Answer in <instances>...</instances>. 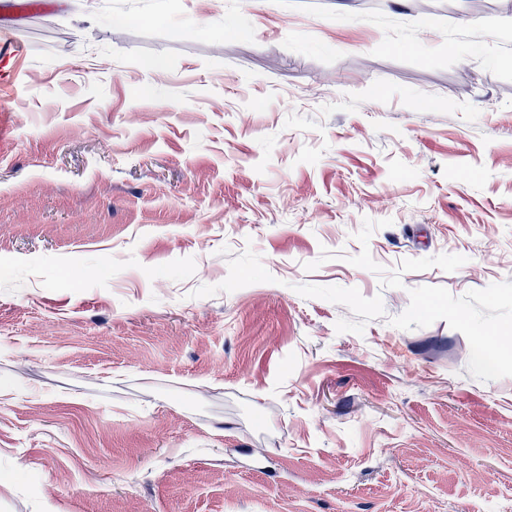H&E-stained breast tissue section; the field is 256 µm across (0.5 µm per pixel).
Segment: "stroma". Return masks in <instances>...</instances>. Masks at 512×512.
<instances>
[{"instance_id": "stroma-1", "label": "stroma", "mask_w": 512, "mask_h": 512, "mask_svg": "<svg viewBox=\"0 0 512 512\" xmlns=\"http://www.w3.org/2000/svg\"><path fill=\"white\" fill-rule=\"evenodd\" d=\"M50 2L0 512H512V0Z\"/></svg>"}]
</instances>
